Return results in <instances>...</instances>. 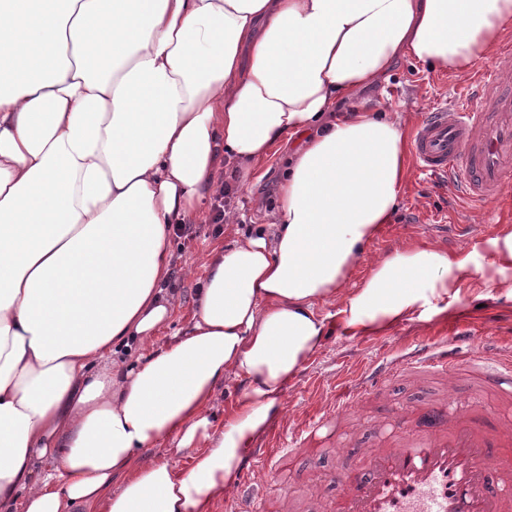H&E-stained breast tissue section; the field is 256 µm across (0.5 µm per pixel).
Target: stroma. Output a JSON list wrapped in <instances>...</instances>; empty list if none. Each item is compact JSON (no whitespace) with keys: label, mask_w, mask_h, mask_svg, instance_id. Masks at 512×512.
I'll use <instances>...</instances> for the list:
<instances>
[{"label":"stroma","mask_w":512,"mask_h":512,"mask_svg":"<svg viewBox=\"0 0 512 512\" xmlns=\"http://www.w3.org/2000/svg\"><path fill=\"white\" fill-rule=\"evenodd\" d=\"M472 81L469 75L437 73L405 59L396 65L387 83L368 91L366 97L381 110L405 112L416 126L430 107L454 100ZM291 150V144H281L269 163L268 173L231 196L229 204L238 213L237 229L217 226L216 201L210 198L188 218L185 231L174 237L171 284L180 292L181 305L171 321L172 328H179L192 312L194 280L202 275L210 249L217 244L232 245L254 225L268 223L276 204L275 184ZM510 208L512 191L496 203L465 204L454 196L450 185L412 172L392 222L383 225L369 244L366 256L372 261L420 241L464 255L493 236L502 212ZM320 312L326 317L327 336L311 360L286 385L271 427L288 429L305 413L329 403L333 387L359 379L366 366L403 356L413 351L417 343L431 340L456 325L469 326L477 338L493 332L495 350L512 354V300L496 289L468 291L448 311L403 321L379 333L351 335L343 326L337 306H321ZM444 391L443 381L434 376L393 379L381 399L365 406L355 447L383 446L393 436L389 427L391 408L431 401ZM346 431L343 425L330 428L315 450L279 460L284 481L293 484L300 499V512H335L341 489L332 479L336 469L334 447L337 437Z\"/></svg>","instance_id":"35a3bbf8"}]
</instances>
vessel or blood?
<instances>
[{
  "instance_id": "obj_1",
  "label": "vessel or blood",
  "mask_w": 512,
  "mask_h": 512,
  "mask_svg": "<svg viewBox=\"0 0 512 512\" xmlns=\"http://www.w3.org/2000/svg\"><path fill=\"white\" fill-rule=\"evenodd\" d=\"M478 102L458 99L433 107L417 126L416 169L435 182L454 181L462 202L490 203L512 189V43L476 78ZM467 327L418 345L383 365L370 366L359 383L278 434L264 456L247 454L239 486L249 490L256 471H271L280 453L308 450L332 420L360 418L366 400L401 374L458 373L495 383L512 379V357H490L473 347ZM398 433L388 448L335 449L334 477L342 492L336 512H512V421L493 420L457 407L453 394L393 410Z\"/></svg>"
}]
</instances>
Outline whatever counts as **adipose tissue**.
I'll use <instances>...</instances> for the list:
<instances>
[{
  "instance_id": "ef3b65f1",
  "label": "adipose tissue",
  "mask_w": 512,
  "mask_h": 512,
  "mask_svg": "<svg viewBox=\"0 0 512 512\" xmlns=\"http://www.w3.org/2000/svg\"><path fill=\"white\" fill-rule=\"evenodd\" d=\"M102 5L47 13L43 70L0 77V512H212L320 347L319 305L364 333L448 310L468 280L512 300L508 224L349 283L410 154L403 116L358 93L403 59L467 75L512 33V0H112L105 62ZM298 136L270 223L211 252L190 318L152 347L180 303L173 225L216 167L240 188Z\"/></svg>"
}]
</instances>
